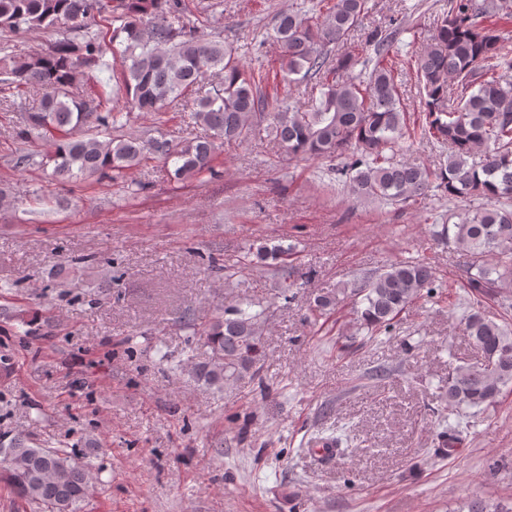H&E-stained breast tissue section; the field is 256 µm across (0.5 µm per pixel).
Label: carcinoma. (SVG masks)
<instances>
[{
	"instance_id": "obj_1",
	"label": "carcinoma",
	"mask_w": 512,
	"mask_h": 512,
	"mask_svg": "<svg viewBox=\"0 0 512 512\" xmlns=\"http://www.w3.org/2000/svg\"><path fill=\"white\" fill-rule=\"evenodd\" d=\"M319 16L306 11L279 15L274 37L282 48L281 68L290 83L317 80L319 96L297 112L278 102L269 129L290 157L351 158L331 169L357 200L404 205L432 192L486 203L454 215L440 236L465 249L487 252L495 262L469 276L473 302L461 318L483 359L448 375V406H495L512 384V332L481 308L489 294L512 284V58L505 52L490 8L509 17L505 0H448L430 44L416 60L422 90L420 138L448 147L438 165L398 163L392 152L408 134L401 83L384 65L395 28L377 27L368 41L375 58L345 53L330 60L327 47L339 45L362 26L370 0H331ZM194 0H0V100L15 105L31 96L15 138L49 150L36 161L30 150L14 156L19 169L53 165L52 176L67 183L80 176L112 180L149 159L168 166L176 182L215 173L218 144L244 140L254 118L265 113L262 71L245 67L237 48L220 40L202 42L194 29ZM41 31L54 36L47 48L19 56L12 37ZM120 58L112 71L126 111L85 85L107 68V55ZM190 110L189 119L209 135L174 142L165 134L139 138L111 136L133 112ZM293 247L262 245L249 263L282 272L280 295L287 296L288 257ZM438 288L432 266L421 260L389 264L351 289L357 321L371 333H386L413 303ZM338 295L314 299L311 310L326 315ZM259 303L241 298L224 307L204 329L209 359L192 368L200 382L218 390L258 376L266 353V320ZM0 483L49 512H76L94 492L86 463L62 448H46L22 434L0 439ZM455 512H512L478 496Z\"/></svg>"
}]
</instances>
